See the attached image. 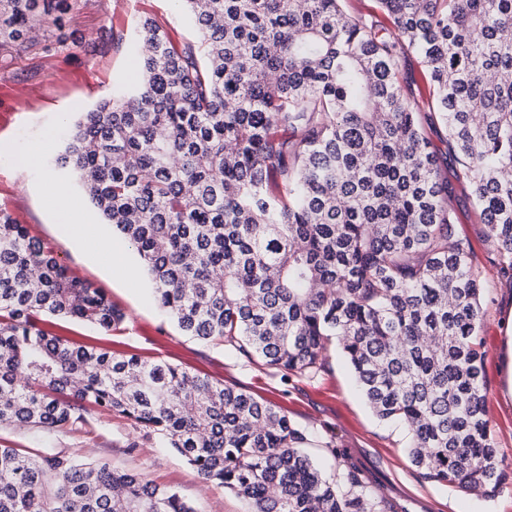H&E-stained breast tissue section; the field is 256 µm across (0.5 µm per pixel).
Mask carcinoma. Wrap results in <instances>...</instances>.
<instances>
[{
    "label": "carcinoma",
    "instance_id": "cac0c4a2",
    "mask_svg": "<svg viewBox=\"0 0 512 512\" xmlns=\"http://www.w3.org/2000/svg\"><path fill=\"white\" fill-rule=\"evenodd\" d=\"M195 39L131 27L139 80L66 123L55 166L140 258L194 339L312 378L332 340L367 406L434 482L494 495L483 278L456 236L446 129L512 288V0H179ZM72 0H0V55L48 47ZM414 54L415 97L401 81ZM118 329L123 309L0 208V426L116 412L249 512H396L351 454L276 405L45 327ZM335 462L327 475L306 448ZM0 512H195L172 488L64 451L0 445Z\"/></svg>",
    "mask_w": 512,
    "mask_h": 512
}]
</instances>
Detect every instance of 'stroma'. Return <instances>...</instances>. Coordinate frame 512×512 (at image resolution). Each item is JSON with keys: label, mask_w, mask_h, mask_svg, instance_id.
Wrapping results in <instances>:
<instances>
[{"label": "stroma", "mask_w": 512, "mask_h": 512, "mask_svg": "<svg viewBox=\"0 0 512 512\" xmlns=\"http://www.w3.org/2000/svg\"><path fill=\"white\" fill-rule=\"evenodd\" d=\"M143 15L166 21L173 39L182 41L193 33L176 0H80L66 18L64 52L0 60V207L26 224L76 274L105 288L127 314L120 332L61 318L55 319L54 332L83 345L135 353L149 362L165 361L240 386L279 406L297 423L333 431L337 446L348 449L406 512H512V399L504 394L512 360L506 345L512 337V288L501 285L493 270V253L476 216L471 187L455 166L443 168L442 175L452 187L448 203L456 215V234L470 240L472 264L486 280L480 329L486 340L485 394L498 464L505 473L495 496L483 499L437 485L411 463L406 433L372 414L337 347H330L322 371L308 379L259 369L223 346L183 336L154 301L136 252L111 226L101 223L83 201L68 216L54 209L44 190L46 175H53L71 195L81 194L76 182L56 171L51 161L61 147L63 123L132 79L129 43L112 45L106 38L115 30L128 33ZM34 149L41 153L40 165L22 166L21 155ZM76 222L85 229L80 241L70 230ZM105 238L112 241L108 255L99 249ZM115 252L124 255V265L113 262ZM0 444L55 448L107 462L173 488L196 512H247L240 497L204 483L177 452L135 434L125 418L106 410H90L87 424L72 430L3 427Z\"/></svg>", "instance_id": "1"}]
</instances>
